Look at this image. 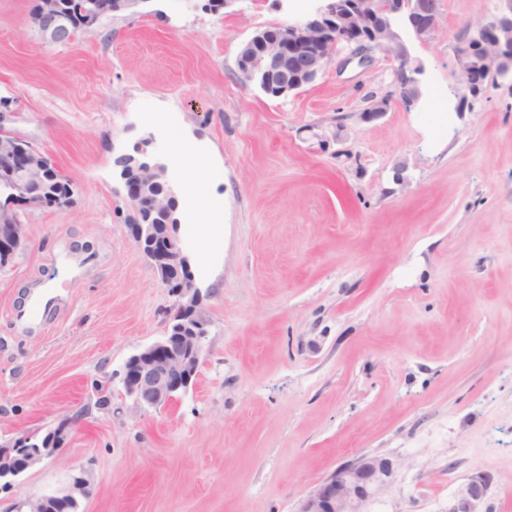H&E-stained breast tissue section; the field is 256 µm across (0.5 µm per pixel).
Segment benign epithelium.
<instances>
[{
  "label": "benign epithelium",
  "instance_id": "benign-epithelium-1",
  "mask_svg": "<svg viewBox=\"0 0 512 512\" xmlns=\"http://www.w3.org/2000/svg\"><path fill=\"white\" fill-rule=\"evenodd\" d=\"M148 0H80V18L73 20L60 0H39L36 26L52 44H70L80 32L91 30L103 17L118 13L136 16ZM315 10L281 24L275 30L260 29L242 45L237 57L236 79L255 85L271 98L286 97L322 75L331 63L341 72L347 60L334 61L338 45L348 47L351 57L369 65L372 53L386 52L396 63L395 73L401 102L420 99L418 75L423 67L412 57L402 30L426 43L438 34L439 0H316ZM487 20L469 30L470 41L459 43L455 52L463 86L473 91L477 75L494 84L512 83V0ZM15 113L0 104V266L7 265L24 241L18 220L21 206L39 207L44 187L61 178L51 161L31 143L15 136L9 123ZM142 187L129 197L137 213L156 212L168 224L161 232L153 224L130 225L134 243L158 273L159 282L173 298L166 334L131 355L122 368L123 395L142 408L157 409L172 404L198 372L206 322L200 308L206 293L192 272L190 256L177 236L180 224L177 207L166 197H152L147 187L166 181L161 164L142 162ZM96 404L112 406V377L93 384ZM80 415L63 414L44 435L24 436L19 445L0 452V494L12 492L27 469L54 456L65 444ZM393 465L387 458L362 457L337 467L302 502L299 512H369L390 486ZM86 472L72 478L69 487L36 499L16 503L12 512H74L79 500L91 494ZM482 477L470 479L457 504L449 512H483L485 497Z\"/></svg>",
  "mask_w": 512,
  "mask_h": 512
}]
</instances>
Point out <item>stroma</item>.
I'll use <instances>...</instances> for the list:
<instances>
[{
	"label": "stroma",
	"mask_w": 512,
	"mask_h": 512,
	"mask_svg": "<svg viewBox=\"0 0 512 512\" xmlns=\"http://www.w3.org/2000/svg\"><path fill=\"white\" fill-rule=\"evenodd\" d=\"M33 5L0 0V99L74 202L22 209L0 267V445L81 419L0 512L82 469L80 512H298L374 455L396 473L372 512H448L477 474L485 512H512V85L470 95L454 52L499 0H440L437 39L409 44L421 98L370 119L394 88L381 51L279 99L234 77L256 30L316 0H149L67 45ZM122 155L165 164L207 293L198 373L166 408L102 410L92 389L164 336L172 303L132 240ZM46 284L51 307H24Z\"/></svg>",
	"instance_id": "stroma-1"
}]
</instances>
